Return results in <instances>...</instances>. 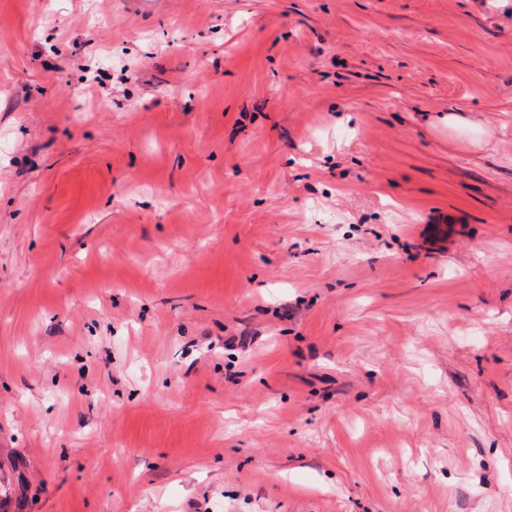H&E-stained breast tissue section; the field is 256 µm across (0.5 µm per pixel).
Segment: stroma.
<instances>
[{
    "label": "stroma",
    "instance_id": "stroma-1",
    "mask_svg": "<svg viewBox=\"0 0 512 512\" xmlns=\"http://www.w3.org/2000/svg\"><path fill=\"white\" fill-rule=\"evenodd\" d=\"M0 512H512V0H0Z\"/></svg>",
    "mask_w": 512,
    "mask_h": 512
}]
</instances>
